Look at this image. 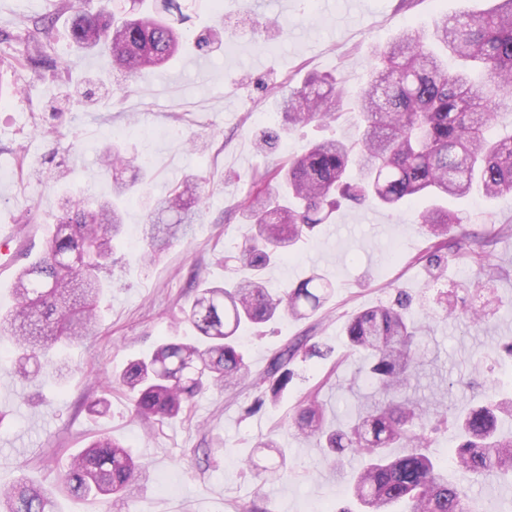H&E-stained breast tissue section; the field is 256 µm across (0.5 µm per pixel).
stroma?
I'll return each mask as SVG.
<instances>
[{
  "label": "stroma",
  "instance_id": "obj_1",
  "mask_svg": "<svg viewBox=\"0 0 512 512\" xmlns=\"http://www.w3.org/2000/svg\"><path fill=\"white\" fill-rule=\"evenodd\" d=\"M180 2L184 31L220 34L223 47L204 58L186 49L164 66L168 82L161 86L154 71L128 78L113 71L108 56L75 49L68 38L75 11L61 0H0V35L33 17L56 20L55 51L48 58L16 67L11 56L0 54V71L19 89L0 99V224L16 225L22 264L43 253L65 192L88 187L111 197L112 177L99 170L105 147L118 144L153 175L143 194L126 203V232L114 241L112 261L100 273L109 287L99 300L98 335L67 350L70 370L63 380L0 376V489L22 479L40 485L52 491L59 512H335L351 504L348 475L357 460L337 476L313 441L286 430L306 395H318L332 424L370 395L367 384L346 387L355 368L344 334L347 320L405 289L430 324L411 397L452 416L479 404L486 382L498 381L502 392L512 394V362L495 352L512 341V239L495 249L502 271L496 290L476 301L485 322L464 324L443 319L438 300L460 279L475 276V266L452 259L446 275L433 279L415 261L432 242L411 213L342 205L286 264L267 270L275 287L319 270L332 280L333 296L311 318L251 329L248 382L200 393L191 420L148 423L134 416L129 397L108 380L162 338L183 336L182 310L200 284L230 276L224 256L246 230L238 207L254 186L253 174L320 138L310 125L274 152L256 151L255 134L282 120L281 86L310 72L332 75L350 89L363 86L377 49L403 27L428 28L441 15L478 13L493 0H413L403 10L399 0H358L353 10L347 0H224L220 15L211 0ZM173 168L204 178L206 205L188 235L148 263L141 239L129 233L146 223L149 202L167 193ZM447 207L475 225L490 218L512 226V196L451 199ZM305 335L320 355L298 357L288 386L254 409L259 391L252 380L275 353ZM100 399L107 400L108 413L91 414L90 405ZM101 435L122 443L146 467L148 480L125 499L81 501L59 492L71 456ZM267 437L287 438L288 479L265 481L246 467L249 458L263 465L272 459L258 445ZM455 446L451 426L440 424L430 453L449 479L468 489L479 512H512V481L460 472Z\"/></svg>",
  "mask_w": 512,
  "mask_h": 512
}]
</instances>
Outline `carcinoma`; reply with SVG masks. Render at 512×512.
I'll return each mask as SVG.
<instances>
[{
	"label": "carcinoma",
	"mask_w": 512,
	"mask_h": 512,
	"mask_svg": "<svg viewBox=\"0 0 512 512\" xmlns=\"http://www.w3.org/2000/svg\"><path fill=\"white\" fill-rule=\"evenodd\" d=\"M182 18L178 0H162L161 10L148 0H133L131 11L115 16L108 0L96 9L81 8L71 28L72 44L97 49L112 57L113 68L131 77L168 63L181 50L183 35L174 23ZM49 16L31 20L19 42H35L41 56L53 50ZM370 80L355 95L336 79L307 74L300 86L280 94L284 123L254 136L260 152L275 148L298 129L318 123L329 126L353 103L360 123L354 141L324 138L291 155L258 178L261 193H247L240 203L248 225L240 261L250 268L222 286L203 284L183 322L193 335L181 342L161 340L144 358L131 362L112 380V387L131 397L137 416L161 420L191 417L192 399L204 389L230 388L248 376L239 343L240 331L285 319H308L332 296V283L313 272L283 289L269 287L265 271L288 260L297 244L328 220L349 199L390 210L421 200L463 198L475 192L488 199L512 194V135L494 139L489 131L500 109L512 108V0L480 13L443 15L432 30L406 27L377 50ZM119 149L105 152L101 166L110 173L135 167L138 179L115 180L120 196L148 175ZM200 178L186 177L157 201L144 225V259H158L180 233L195 223L200 205ZM415 222L435 239L424 257L435 269L445 259L461 258L477 267V277L458 287L480 296L501 278L492 262L493 247L512 236V228L484 224L460 236V213L432 204L414 211ZM123 230L118 203L81 193L65 198L54 216V231L45 252L19 271L17 305L0 314V335L14 338L16 356L0 365L23 376H38L56 364L63 345L79 342L96 331L97 300L102 284L100 257L112 254V242ZM411 299L396 290L391 304L355 314L345 327L351 355L360 364L352 384L366 380L378 399L361 407L345 425L326 426L318 397L304 399L291 418L289 430L316 439L341 467L347 456L364 463L350 484L359 512H476L467 489L448 480L428 452L431 410L408 396L421 365L416 352L425 334L423 316L410 311ZM446 318L484 319L483 310L458 306L445 299ZM304 336L272 359L254 381L275 398L293 376L294 358L307 346ZM312 354L320 353L316 345ZM512 396L503 397L489 383L483 402L456 417L458 466L477 476H512ZM261 448L276 451L269 465L254 461L247 467L275 479L288 477L285 449L268 437ZM391 448L402 452L393 455ZM146 479L145 468L109 437L91 442L67 465L61 487L83 499L129 494ZM52 493L27 482L0 494V512H53Z\"/></svg>",
	"instance_id": "cac0c4a2"
}]
</instances>
